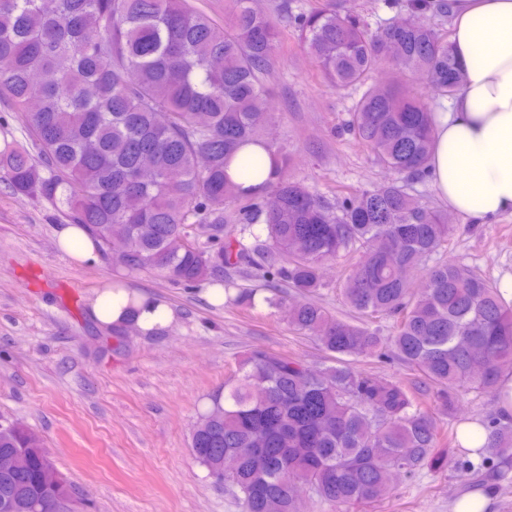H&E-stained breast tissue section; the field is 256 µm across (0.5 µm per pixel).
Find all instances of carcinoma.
I'll return each mask as SVG.
<instances>
[{"label":"carcinoma","instance_id":"carcinoma-1","mask_svg":"<svg viewBox=\"0 0 512 512\" xmlns=\"http://www.w3.org/2000/svg\"><path fill=\"white\" fill-rule=\"evenodd\" d=\"M454 0H405L404 19L372 30L337 0L294 16L306 53L332 86L359 91L341 134L366 147L394 174L337 205L288 177L290 159L265 137L266 72L282 31L254 0H233L220 24L191 0H0V103L17 113L39 162L19 145L0 149V170L18 197L54 204L83 224L128 271L155 270L193 286L224 282L230 302L255 306L244 288L230 295L224 266L251 268L295 290L270 289L265 302L288 308V324L316 337L336 364L311 367L298 358L255 349L238 362L224 390L211 396L191 433L196 460L241 493L243 512H300L289 485L348 512L384 500L398 476L448 464L472 469L468 451L454 459L440 448L433 413L398 381L358 368L367 358H396L436 388L438 409L458 394L496 390L512 364V308L499 288L464 266L441 260L452 225L410 190L426 179L435 107L415 92L423 75L447 99L463 83L448 25ZM254 145L243 175L275 164L250 193L228 176L230 158ZM233 204L236 214L224 216ZM241 225L224 231V223ZM208 225L212 245L197 242ZM264 225L265 248L244 234ZM357 255L342 294L355 320L334 317L311 295L321 267ZM280 255L285 262L277 263ZM426 269L422 288L402 278ZM393 320L390 335L368 326ZM480 467L512 464V419L491 417ZM280 446L257 455L266 436ZM29 454L20 474L0 477V496L31 501L50 459L42 437L21 423L0 427V452ZM266 495L248 494L253 483Z\"/></svg>","mask_w":512,"mask_h":512}]
</instances>
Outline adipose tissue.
Segmentation results:
<instances>
[{
    "mask_svg": "<svg viewBox=\"0 0 512 512\" xmlns=\"http://www.w3.org/2000/svg\"><path fill=\"white\" fill-rule=\"evenodd\" d=\"M463 85L437 113L428 180L450 211L475 224L512 214V0H457L452 37ZM89 315L105 329L165 330L174 310L104 282Z\"/></svg>",
    "mask_w": 512,
    "mask_h": 512,
    "instance_id": "ef3b65f1",
    "label": "adipose tissue"
}]
</instances>
